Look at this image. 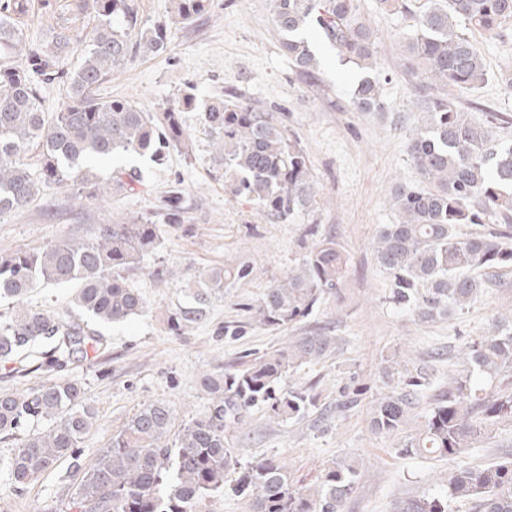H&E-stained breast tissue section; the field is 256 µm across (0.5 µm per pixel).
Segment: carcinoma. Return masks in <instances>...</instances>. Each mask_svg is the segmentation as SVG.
Returning <instances> with one entry per match:
<instances>
[{
    "label": "carcinoma",
    "mask_w": 512,
    "mask_h": 512,
    "mask_svg": "<svg viewBox=\"0 0 512 512\" xmlns=\"http://www.w3.org/2000/svg\"><path fill=\"white\" fill-rule=\"evenodd\" d=\"M375 0L377 10L415 17L403 54L405 70L420 81L424 123L409 145V162L420 185L394 195L395 224L380 227L374 245L378 265L389 276L391 299L423 319L444 318L479 300L488 270L512 267L507 232L461 236V224L512 225V139L495 136L508 116L488 112L478 121L461 111L448 88L475 90L487 82L484 58L467 30L501 35L512 23V0ZM212 0H172L177 22L188 24L209 12ZM82 30L65 18L49 35L28 41L20 20L31 0H0V214L25 208L43 186H76L88 200H105L144 185L138 167L105 178L93 159L138 156L162 165L172 151L188 154L191 133L184 113L197 107L188 92L161 112L123 99L95 97L112 72L138 56L167 48L168 24H147L136 0H76ZM317 26L340 62L359 69L376 64L377 36L366 22L361 0H272V26L283 37L288 62L302 75L320 66L305 36ZM80 53L76 69L63 61ZM69 80L71 93L59 112L42 106V87ZM359 112L383 108L380 83L368 76L354 90ZM224 190L256 206L259 214L286 221L319 204L309 157L298 137L276 113L233 95L204 109ZM37 150L36 169L27 154ZM183 182L174 180L149 217L100 225L89 240L64 239L39 250L0 256V298L18 300L0 320V368L52 372L103 347L87 323L21 303L39 285L75 287L74 303L96 323L112 324L149 311L146 298L129 282V271L161 245L162 224L188 222ZM347 258L331 237L315 243L299 265L267 288L247 312L255 324L280 328L308 317L341 284ZM247 266L212 269L185 280L195 305L166 313L167 329L180 334L207 316L210 296L224 281L244 279ZM338 338L320 330L288 337L278 349L255 355L201 382L208 408L183 424L174 444L168 436L175 412L165 403L137 410L112 435L108 447L80 463L78 450L97 415L82 384L55 379L27 392H0V432L16 433L48 422L21 440L6 461L9 481L21 490L67 457L81 478L66 512H198L200 503L230 492L251 501L253 512H340L358 477L351 462L323 469L313 487L293 483L279 459L241 465L228 430L246 425L250 411L265 405L279 418L302 420L318 409L312 388L283 389L287 375L336 353ZM460 359L465 372L450 377L436 396L404 455L463 457L493 427L512 424V382L486 393L484 382L512 371V310L500 314L486 335L468 343ZM429 385L422 374L400 381L374 401L370 425L379 434L399 431L414 397ZM235 471L238 477L231 479ZM512 512V457L485 465L464 464L441 479V488L407 512Z\"/></svg>",
    "instance_id": "obj_1"
}]
</instances>
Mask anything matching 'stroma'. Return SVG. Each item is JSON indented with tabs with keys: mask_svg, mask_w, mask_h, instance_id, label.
<instances>
[{
	"mask_svg": "<svg viewBox=\"0 0 512 512\" xmlns=\"http://www.w3.org/2000/svg\"><path fill=\"white\" fill-rule=\"evenodd\" d=\"M367 22L377 34V66L385 108L359 112L351 104L360 72L339 62L325 43H317L322 65L314 77L300 75L282 52L272 28L271 0H213L210 11L190 24L171 23L166 51L136 58L98 87L104 99L124 98L148 111L174 103L186 87L202 102L235 94L282 113L306 149L319 193L312 212L275 223L255 206L230 196L215 175L211 139L201 113L184 120L192 133L189 154L172 153L156 167L139 157L123 166L146 173L135 193L108 201H87L75 187L50 186L26 208L0 215V255L44 247L61 239L88 240L100 224L154 212L174 179H181L192 221L162 227L158 256L146 258L129 280L150 303V313L123 323L102 324V349L69 362L55 374L35 372L0 376V391L25 393L50 378L82 383L97 410V422L79 453L91 460L112 435L142 406L170 405L178 423H186L209 405L201 377L244 361L247 354L282 347L289 337L321 328L339 339L331 358L306 365L287 376L285 387H313L318 410L302 420L270 417L264 406L252 409L229 439L240 463L275 457L295 481L314 483L321 470L356 462L359 475L341 512H406L407 505L433 492L442 476L461 462L485 464L512 454V425L495 426L466 459L403 455L405 437L424 421L430 397L448 387L461 345L484 335L495 318L512 309V268L490 273L483 296L468 309L439 320H423L388 302L390 282L377 266L373 244L384 224L396 223L391 193L397 184L416 185L407 147L421 126L415 103L417 78L402 68L403 39L412 17L386 14L374 0H362ZM489 78L475 91L455 92L457 107L481 118L486 112L512 117V86L500 75L512 71V28L503 36L474 33ZM333 238L348 257L345 277L335 296L308 318L285 329L254 325L231 337L224 328L246 321L245 304L256 302L275 279L284 277L322 237ZM172 276H151L156 261ZM248 265L250 275L225 282L212 297L206 318L182 334L169 333L165 311L189 305L180 288L183 274L224 266ZM398 355L410 371L423 370L432 386L409 412L398 435L371 431L370 408L385 392L386 358ZM358 404L345 408L347 398ZM75 481L70 460L14 491L0 474V512H65Z\"/></svg>",
	"mask_w": 512,
	"mask_h": 512,
	"instance_id": "35a3bbf8",
	"label": "stroma"
}]
</instances>
